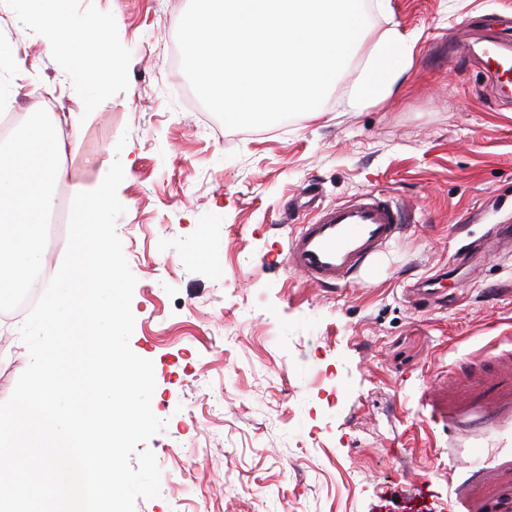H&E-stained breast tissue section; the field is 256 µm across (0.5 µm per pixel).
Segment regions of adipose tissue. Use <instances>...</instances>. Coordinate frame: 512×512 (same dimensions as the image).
<instances>
[{"instance_id": "1", "label": "adipose tissue", "mask_w": 512, "mask_h": 512, "mask_svg": "<svg viewBox=\"0 0 512 512\" xmlns=\"http://www.w3.org/2000/svg\"><path fill=\"white\" fill-rule=\"evenodd\" d=\"M33 2L36 16L52 30L57 42L65 46L70 70L87 77L96 86H104L110 75L101 70L99 61L109 42L111 27L106 24L93 28L79 26L65 11L64 0ZM413 45L412 34L394 27L380 36L347 95L350 109H361L392 93L410 60Z\"/></svg>"}]
</instances>
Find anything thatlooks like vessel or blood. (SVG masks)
Masks as SVG:
<instances>
[{"instance_id": "vessel-or-blood-1", "label": "vessel or blood", "mask_w": 512, "mask_h": 512, "mask_svg": "<svg viewBox=\"0 0 512 512\" xmlns=\"http://www.w3.org/2000/svg\"><path fill=\"white\" fill-rule=\"evenodd\" d=\"M484 55L500 86L512 87V46L492 43ZM402 227L399 205L369 191L300 225L286 264L309 280L345 284ZM457 366L448 383V512H512V350L491 361L477 352Z\"/></svg>"}]
</instances>
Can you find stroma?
I'll list each match as a JSON object with an SVG mask.
<instances>
[{"mask_svg": "<svg viewBox=\"0 0 512 512\" xmlns=\"http://www.w3.org/2000/svg\"><path fill=\"white\" fill-rule=\"evenodd\" d=\"M189 0H69L112 23L104 91L70 74L65 48L25 0H0L11 54L0 93L27 114L72 113L62 189L97 188L114 160L116 222L137 279L132 351L151 360L148 442L160 494L135 512H448V422L432 402L454 362L512 348V102L480 48L512 0H366L368 24L320 115L213 133L168 63ZM412 33L393 93L353 111L346 96L378 37ZM469 44L468 56L457 53ZM382 192L403 231L357 280L325 287L286 254L313 204ZM441 277L447 306L405 291ZM19 323L0 322V402L29 363Z\"/></svg>", "mask_w": 512, "mask_h": 512, "instance_id": "35a3bbf8", "label": "stroma"}]
</instances>
